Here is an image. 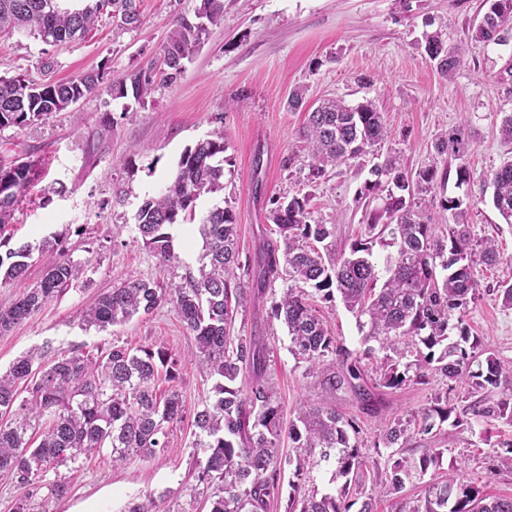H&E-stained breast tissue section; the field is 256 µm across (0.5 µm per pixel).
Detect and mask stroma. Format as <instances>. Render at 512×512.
<instances>
[{
  "label": "stroma",
  "mask_w": 512,
  "mask_h": 512,
  "mask_svg": "<svg viewBox=\"0 0 512 512\" xmlns=\"http://www.w3.org/2000/svg\"><path fill=\"white\" fill-rule=\"evenodd\" d=\"M481 0H224V23L211 28L198 54L178 82L159 88L138 104L108 87L56 116L25 129L0 131V158L35 163L38 176L23 193L11 224L0 230L10 246L59 234L73 257L85 262L83 282L52 299L6 335H0V370L23 353L52 344L61 351L88 354L113 344L161 347L180 361L177 388L187 410L208 397L212 379L202 369L195 340L172 305L106 330L83 329L79 314L97 296L128 276L156 278L159 262L137 234L134 215L144 200L160 194L185 149L220 128L224 131V189L197 202L199 216L218 203L235 215L239 259L253 265L273 227L269 201L309 196L316 221L332 225L337 252L364 236L372 209L364 185L371 168L391 153L409 170L434 165L445 178L436 198L468 197L474 239H494L500 262L480 273L478 297L467 324L482 348L512 368V310L499 298L501 284L512 283V224L487 202L489 179L512 157V143L499 134L498 114L512 109L496 74L508 50L475 43L468 29ZM192 0H141L142 23L117 34L110 15H100L84 38L49 46L33 34H0V75L40 77L42 58L54 60L52 78L109 67L117 79L156 57L176 16ZM438 33L448 44H464L465 64L453 79L442 78L425 52V39ZM373 77L372 86L360 76ZM307 102L327 98L354 104L370 98L384 112L390 137L365 157L330 169L322 181L307 180V150L300 137L305 115L289 110L296 88ZM467 125L474 137L466 157L471 181L456 185L457 163L437 155L433 143L442 131ZM196 221L174 230L176 275L197 272L203 241ZM272 294L248 302L236 315L234 331L256 336L267 349V374L284 420L295 419L309 402H320L346 417L358 418L361 451L376 460L374 441L389 420L427 407L442 391L440 379L407 384L388 395L378 416L360 413L347 391L325 393L317 376L289 351L284 325L271 314ZM312 303L337 341L360 346L356 319L340 299ZM190 421L170 426L167 447L155 460L137 458L113 464L109 450L60 468L69 493L40 496L36 512H123L132 498L149 495L157 512H206L194 499L197 484ZM512 441V421L488 419L459 427L443 424L436 438H417L407 454L446 449L466 459L462 478L485 493L512 497V469L498 465L494 453Z\"/></svg>",
  "instance_id": "obj_1"
}]
</instances>
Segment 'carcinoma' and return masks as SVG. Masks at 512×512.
<instances>
[{"label":"carcinoma","instance_id":"obj_1","mask_svg":"<svg viewBox=\"0 0 512 512\" xmlns=\"http://www.w3.org/2000/svg\"><path fill=\"white\" fill-rule=\"evenodd\" d=\"M138 2L84 0L70 8L66 0H0V33L31 28L42 42L57 45L90 31L106 10L120 34L141 24ZM481 9L469 39L496 46L511 41L512 12L498 11L496 0H481ZM223 22L224 0H199L193 13L176 16L163 56L122 76L113 89L145 103L155 89L180 79L209 29ZM425 52L445 79L453 78L465 61L464 47L448 46L438 34L427 36ZM105 76L103 69L65 80L0 76V131L49 119L96 92ZM303 136L307 179L317 183L327 168L369 153L389 136V128L371 99L355 105L328 99L308 112ZM470 142L468 128L458 126L439 133L433 145L437 154L459 161V188L471 180L465 163ZM224 150L222 130L199 140L180 156L164 191L137 210V233L162 268L177 259L173 226L194 219L202 195L224 190ZM371 173L374 179L366 182L365 194L385 195L384 205L369 214L365 237L337 258L325 244L333 227L313 219L309 196L273 200L269 219L279 239L267 243L257 264V283L272 288L282 282L272 316L287 328L291 353L306 364L307 373L320 376L325 392L349 390L362 409L375 414L382 405L379 388L426 384L431 374L445 382L446 391L436 393L429 407L410 419L394 418L379 436L374 447L387 449L386 479L371 490L359 512H377L382 498L390 502L391 512H512V498L488 496L464 483L458 458L443 468L445 449L425 448L417 457L403 454L418 435H431L449 420L454 426L464 424L448 405V392L458 385L480 395L470 406L474 417L512 420V394L500 391L509 371L479 347L466 323L478 269L501 260L498 246L492 239H472L469 205L460 197L440 199V212L446 215L442 224L432 223L425 211L407 201L434 189L435 166L409 172L396 154ZM36 177L34 163L0 159V229L11 222L19 196ZM490 185L489 202L504 223L512 224V158L494 170ZM199 234L203 254L198 275L188 272L166 282L129 277L85 308L80 323L104 330L171 304L192 333L199 362L214 378L211 395L192 412L197 429L193 447L203 451L195 460L202 485L196 495L203 497L208 512H268L285 487V512H350L352 482L367 467L359 425L321 404H310L296 419L283 421L262 344L254 336L231 333L238 310L256 298L249 281L237 274L241 263L233 210L211 209ZM377 239L390 248L381 270L371 260ZM47 253L54 260L43 278L25 285L29 267ZM85 271L82 262L65 252L58 234L0 253V288L22 289L12 304L0 307V334L74 287ZM314 292L325 301L340 296L356 318L363 349L352 352L336 341L310 302ZM329 360L335 369L327 367ZM178 379L175 355L150 346L114 344L94 356L46 345L17 358L0 374V472L24 490L14 512H34L33 499L44 488L50 497H64L67 482L47 483V473L100 449H110L115 464L163 453L170 425L186 418L175 388ZM162 382L170 386L163 395L157 388ZM323 463L331 467L334 494L320 495L311 485L313 469ZM427 475L423 496L407 498L406 486ZM124 512H156V504L150 496L138 497Z\"/></svg>","mask_w":512,"mask_h":512}]
</instances>
